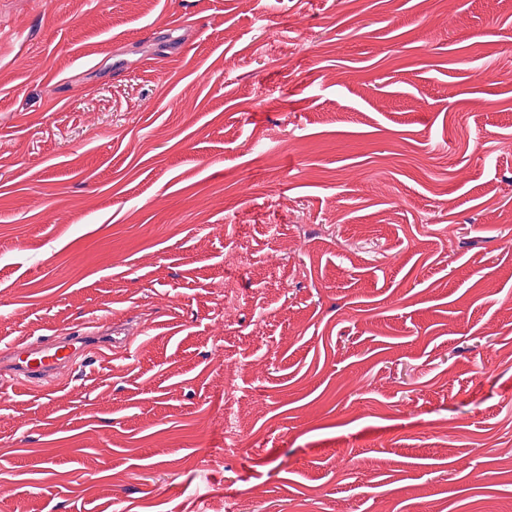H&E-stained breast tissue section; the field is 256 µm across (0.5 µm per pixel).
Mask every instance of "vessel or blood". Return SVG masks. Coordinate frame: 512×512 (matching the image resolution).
<instances>
[{"label":"vessel or blood","mask_w":512,"mask_h":512,"mask_svg":"<svg viewBox=\"0 0 512 512\" xmlns=\"http://www.w3.org/2000/svg\"><path fill=\"white\" fill-rule=\"evenodd\" d=\"M127 342V337L109 333L99 338L57 336L47 342L22 338L10 343L9 362L17 386L31 391L53 373L72 365L78 357L102 358L108 356L113 348Z\"/></svg>","instance_id":"b4317fda"}]
</instances>
